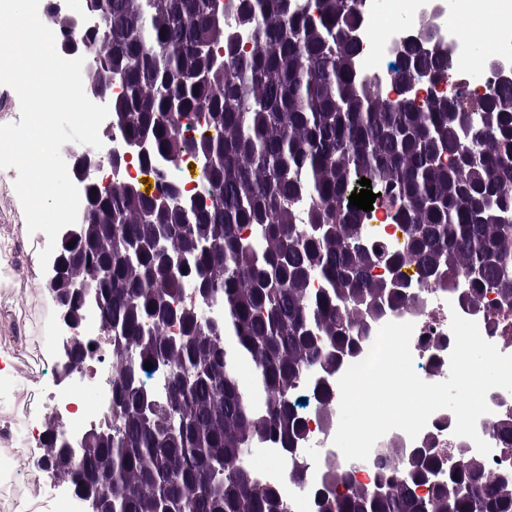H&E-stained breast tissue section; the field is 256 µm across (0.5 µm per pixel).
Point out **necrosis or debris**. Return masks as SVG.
Instances as JSON below:
<instances>
[{
  "label": "necrosis or debris",
  "instance_id": "necrosis-or-debris-1",
  "mask_svg": "<svg viewBox=\"0 0 512 512\" xmlns=\"http://www.w3.org/2000/svg\"><path fill=\"white\" fill-rule=\"evenodd\" d=\"M461 11L467 20H489V37L481 52H473L462 39L460 28L451 23L441 28V48L447 51L459 82L468 88L486 85L498 76L512 74V11H503L500 0H461ZM390 10L402 12L408 22L406 28L394 23L377 24L379 12L367 6L362 14L358 37L363 51L358 59V71L367 79L386 80L388 70L381 67V60L398 58L401 45L407 34L417 32L427 12L424 0H390ZM407 293L417 294V301H405L397 308L387 311L385 321L410 322L414 325L411 352L414 367L423 371V379L429 383L446 380L450 372V353L454 346L451 332V316L461 317L477 323L482 337L493 343L504 354L512 355V306L503 305L493 290H485L475 300H466L468 286L465 280L457 284H425L420 273L402 275ZM112 371L108 350H101L86 367L81 380L63 385L59 395L50 404L51 412L68 411L62 424L66 435L75 437L87 433L91 428L104 425L111 412L103 399L84 407L83 392L86 381L109 377ZM489 414L477 422L479 435L492 447L485 463L489 476L512 484V443L504 442L497 434V427L504 422L512 423V392L503 389L491 390L487 395ZM306 435L293 456H286L281 449L268 447L271 460L268 467L256 472L259 483L276 486L288 512H316L318 493H330L336 486L329 479L333 470L346 469L352 482H372L376 468L374 458L390 451L407 454L413 448H432L445 465H455L461 456L476 455L477 450L469 439L455 436V417L450 410L436 411L417 438H409L403 431L394 430L382 437L373 447L371 463L354 466L346 460L334 445L333 438L339 419L333 410L312 407L304 414ZM304 468L306 482L295 485L287 480L286 473L291 463Z\"/></svg>",
  "mask_w": 512,
  "mask_h": 512
}]
</instances>
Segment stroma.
Returning a JSON list of instances; mask_svg holds the SVG:
<instances>
[{"instance_id":"stroma-1","label":"stroma","mask_w":512,"mask_h":512,"mask_svg":"<svg viewBox=\"0 0 512 512\" xmlns=\"http://www.w3.org/2000/svg\"><path fill=\"white\" fill-rule=\"evenodd\" d=\"M16 169L0 170V241L20 238L27 224L14 189ZM46 239L29 241L24 262L0 263V352L12 359V370L0 377V426L7 422H44L43 404L53 391L55 342L47 334L57 327L47 305L46 275L39 253ZM57 488L28 450L0 446V512H47L45 500Z\"/></svg>"}]
</instances>
